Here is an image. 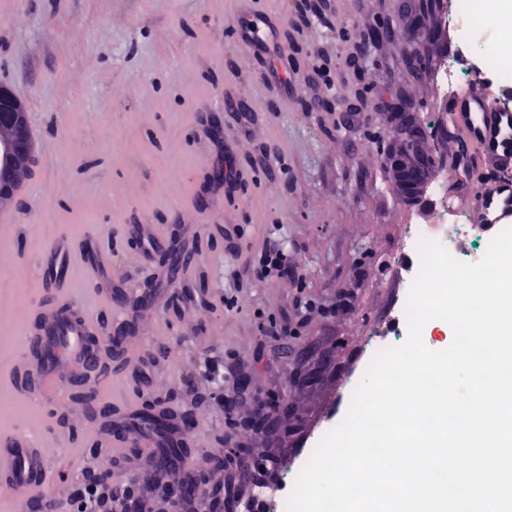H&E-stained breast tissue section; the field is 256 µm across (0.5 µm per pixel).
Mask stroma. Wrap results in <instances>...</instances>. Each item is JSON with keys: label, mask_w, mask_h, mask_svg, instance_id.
<instances>
[{"label": "stroma", "mask_w": 512, "mask_h": 512, "mask_svg": "<svg viewBox=\"0 0 512 512\" xmlns=\"http://www.w3.org/2000/svg\"><path fill=\"white\" fill-rule=\"evenodd\" d=\"M445 2L0 0V86L25 104L36 138L17 201L0 205L11 218L0 223V395L34 411L0 416V431L28 427L52 460L71 456L83 470L107 456L113 484L139 495L126 474L148 454L149 434L133 416L154 404L192 414L187 465L204 478L223 459L240 486L233 512L258 481L273 484L282 464L302 460L396 314L400 241L412 220L435 212L429 192L411 203L398 194L388 154L390 115L405 111L423 123L431 162L444 161L436 76L455 51L438 21ZM266 16L280 24L275 58L237 36ZM281 60L288 70L277 80L270 71ZM228 96L253 112L248 129L225 111ZM228 160L229 189L213 178ZM174 168L182 178L169 189ZM135 224L151 226L152 246ZM57 236L106 251L96 279L76 268L63 293L39 272ZM175 244L199 258L173 281L161 255ZM277 244L294 270L258 279L256 258ZM117 284L121 310L101 306L97 288ZM63 295L106 334L117 313L133 325L101 354L108 377L78 385L129 418L124 447L82 405L60 409L13 387L29 309ZM241 364L254 406L283 390L295 405L264 447L212 397L220 379L233 395L228 375ZM145 367L149 388L138 376ZM238 445L255 452L229 459Z\"/></svg>", "instance_id": "35a3bbf8"}]
</instances>
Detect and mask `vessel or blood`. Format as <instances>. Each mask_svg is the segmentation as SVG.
Masks as SVG:
<instances>
[{
    "label": "vessel or blood",
    "instance_id": "b4317fda",
    "mask_svg": "<svg viewBox=\"0 0 512 512\" xmlns=\"http://www.w3.org/2000/svg\"><path fill=\"white\" fill-rule=\"evenodd\" d=\"M271 25H244L242 41L269 47ZM448 206L460 211L468 224L483 233L512 223V91L492 89L476 78L464 90L449 96ZM81 257L77 245L57 238L38 258L41 273L65 281ZM63 306L55 303L35 310L36 327L18 356L24 373L38 381L42 394L60 407L69 403L68 391L86 376L103 374L100 353L90 339L99 335L96 320L82 317L64 325ZM48 346L52 364L36 356V345ZM51 460L35 438L23 431L0 434V497H10L15 512H29L33 501L48 502L54 481Z\"/></svg>",
    "mask_w": 512,
    "mask_h": 512
}]
</instances>
